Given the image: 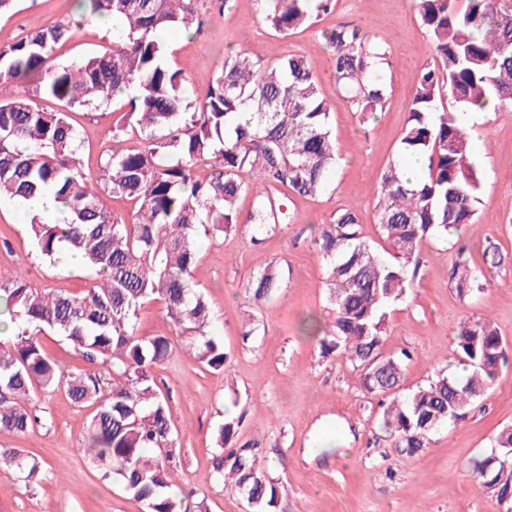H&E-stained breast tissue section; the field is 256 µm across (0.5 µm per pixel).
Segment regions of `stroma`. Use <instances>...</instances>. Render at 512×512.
<instances>
[{
  "instance_id": "stroma-1",
  "label": "stroma",
  "mask_w": 512,
  "mask_h": 512,
  "mask_svg": "<svg viewBox=\"0 0 512 512\" xmlns=\"http://www.w3.org/2000/svg\"><path fill=\"white\" fill-rule=\"evenodd\" d=\"M196 10L199 30L165 40L170 64L189 69L193 98L207 99L231 52H246L261 66L283 54L305 56L315 66L321 95L335 105L330 127L339 159L330 191H283L287 219L264 233L261 243H252L253 231L243 222L237 232L201 249L194 281L213 309L212 330L223 336L227 360L223 370L214 371L176 345L154 371L179 434L173 451L178 483L208 512H250L245 499L211 477L220 453L214 434L230 409L239 423L237 445L260 449L271 463L280 487L278 512H497L479 489L473 462L512 427V105L484 116V138L471 150L479 203L463 239L477 269L487 243L498 246L503 263L492 285L460 298L450 279L453 250L441 239L426 240L418 274L390 307L383 336L386 354H411L402 382L407 393L438 373H456L455 333L463 320H490L508 361L464 421L439 428L428 448L410 454L380 426V396L364 390L345 358L322 356L301 322L309 315L332 320L325 267L313 243L320 225L332 223L336 211L349 210L359 218L363 239L382 243L373 191L399 154L419 73L436 63L413 0H333L328 11L284 37L265 21L263 0H198ZM77 16V0H16L0 15V46L56 19L76 22L57 52L62 64L79 63L111 45V30L77 23ZM339 26L358 29L386 53L388 95L366 120L343 101L336 80L328 36ZM69 117L81 164L96 171L112 151L105 132L117 114L101 104L74 107ZM270 266L284 271V281L258 307L245 290L247 278ZM20 271L39 289L81 294L94 283L92 270L79 261L41 262L18 202L4 199L0 281ZM30 406L37 423L22 436L0 432V448L24 449L40 463L41 475L27 484L15 468L0 465V512H146L143 503L104 479L85 453L84 426L92 407L74 404L61 386L35 390Z\"/></svg>"
}]
</instances>
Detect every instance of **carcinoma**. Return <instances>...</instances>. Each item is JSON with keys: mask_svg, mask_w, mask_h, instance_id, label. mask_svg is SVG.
Here are the masks:
<instances>
[{"mask_svg": "<svg viewBox=\"0 0 512 512\" xmlns=\"http://www.w3.org/2000/svg\"><path fill=\"white\" fill-rule=\"evenodd\" d=\"M330 0H264V15L286 35L308 23L313 8ZM415 0L439 67L421 73L402 130L401 156L391 161L374 191L378 224L392 258L364 241L359 220L339 210L314 238L326 268L332 307L330 330L305 321L319 338L321 353H337L360 374L362 387L385 398L383 427L410 452L426 448L438 426L465 420L502 364L505 346L488 321H463L455 335L458 360L470 368L463 378L438 374L410 394L402 390V360L384 355L386 309L402 298L416 275L420 243L459 233L475 224L478 179L470 163L471 140L456 115L439 107L448 96L465 110L512 103V29L501 25L507 0ZM82 17L112 19V47L77 64L56 62L69 40L72 22L55 20L0 47V71L10 77L35 75L36 94L83 106L126 97L112 126L115 148L99 173L82 170L79 145L67 113L47 111L33 101L0 104V197L17 202L51 194L64 203L61 224L30 225L38 254L49 262L77 256L96 274L83 295L45 292L23 275L0 281V431L26 433L36 422L29 408L36 387L66 385L77 405L95 407L85 428L86 453L105 478L115 480L147 512H193L189 495L171 473L169 459L179 442L170 405L153 370L174 342L204 366L224 369V339L211 333L209 303L193 281L198 247L237 231V200L247 172L264 185L248 217L259 233L282 223L278 192L300 195L328 190L336 169L331 136L333 104L323 98L314 67L305 57L283 55L260 69L244 52L227 56L203 102L192 98L190 75L172 67L162 35L188 32L199 23L194 0H80ZM335 49L336 79L344 101L365 117L382 106L388 84L384 52L357 29L339 27L329 36ZM135 133L138 149L118 147ZM424 160L415 184L403 178V157ZM208 167L211 178L197 170ZM139 203L131 224L115 216L103 195ZM485 267H471L465 245L455 253L450 278L457 293L471 297L490 283L502 263L498 247L483 251ZM281 275L271 266L250 275L248 292L270 300ZM160 301L166 329L138 334L139 311ZM64 337L87 360L112 373L100 377L67 374L43 350L39 336ZM235 421L216 431L212 478L243 496L251 512H276L279 488L254 448H230ZM0 465L15 468L24 481L38 480L41 465L16 448H0ZM480 489L503 512L512 509V429L474 466Z\"/></svg>", "mask_w": 512, "mask_h": 512, "instance_id": "obj_1", "label": "carcinoma"}]
</instances>
